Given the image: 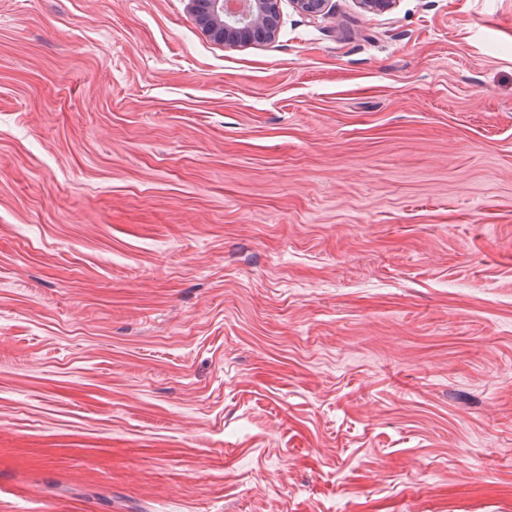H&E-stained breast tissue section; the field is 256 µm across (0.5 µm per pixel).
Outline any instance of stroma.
Listing matches in <instances>:
<instances>
[{"label":"stroma","mask_w":512,"mask_h":512,"mask_svg":"<svg viewBox=\"0 0 512 512\" xmlns=\"http://www.w3.org/2000/svg\"><path fill=\"white\" fill-rule=\"evenodd\" d=\"M0 0V512H512V0ZM251 7L240 14L237 2L191 0L192 13L199 27L225 47L242 43L271 41L279 32L280 0H247Z\"/></svg>","instance_id":"1"}]
</instances>
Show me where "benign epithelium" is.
Here are the masks:
<instances>
[{"label":"benign epithelium","instance_id":"1","mask_svg":"<svg viewBox=\"0 0 512 512\" xmlns=\"http://www.w3.org/2000/svg\"><path fill=\"white\" fill-rule=\"evenodd\" d=\"M192 13L199 27L214 41L226 47L243 43L271 41L279 32L280 0H250L242 14L234 0H191ZM302 14L317 18L325 15L328 0H292Z\"/></svg>","mask_w":512,"mask_h":512}]
</instances>
